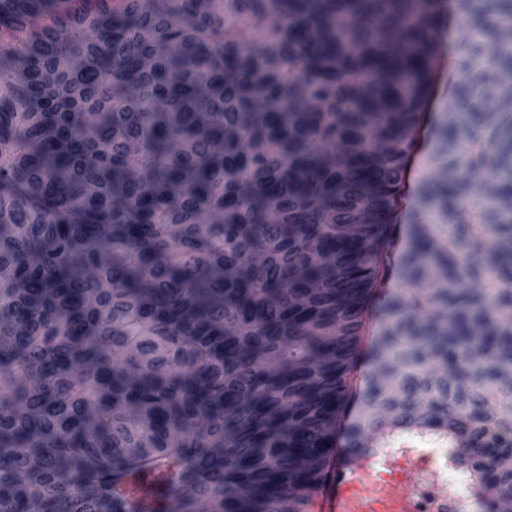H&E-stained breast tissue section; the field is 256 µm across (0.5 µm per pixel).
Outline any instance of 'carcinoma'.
<instances>
[{
    "instance_id": "carcinoma-1",
    "label": "carcinoma",
    "mask_w": 512,
    "mask_h": 512,
    "mask_svg": "<svg viewBox=\"0 0 512 512\" xmlns=\"http://www.w3.org/2000/svg\"><path fill=\"white\" fill-rule=\"evenodd\" d=\"M234 2L268 43L224 0H0V512H309L342 443L512 512V0H462L404 241L442 0ZM447 6L448 18L442 13L438 20L441 29L447 28V34L441 42L440 54L437 63L433 66L425 97L424 106L420 111L419 123L416 128V146L406 158L409 163L408 184L401 181L400 194L395 202L398 211L397 223L399 229L405 224L415 221L418 191L425 182L442 183V167L437 159V147L444 132V124L448 111L451 110L452 101H448V70H455L460 77L453 86L462 80L461 47L465 40L473 39L478 25L468 16L459 11L457 0H444ZM445 81L446 92L439 91L441 83ZM454 101V100H453ZM449 107V108H448Z\"/></svg>"
}]
</instances>
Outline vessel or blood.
Wrapping results in <instances>:
<instances>
[{"label": "vessel or blood", "instance_id": "vessel-or-blood-1", "mask_svg": "<svg viewBox=\"0 0 512 512\" xmlns=\"http://www.w3.org/2000/svg\"><path fill=\"white\" fill-rule=\"evenodd\" d=\"M421 459L405 456L389 462L390 475L374 483L366 459L339 449L330 485L315 497L319 512H416L408 492Z\"/></svg>", "mask_w": 512, "mask_h": 512}]
</instances>
